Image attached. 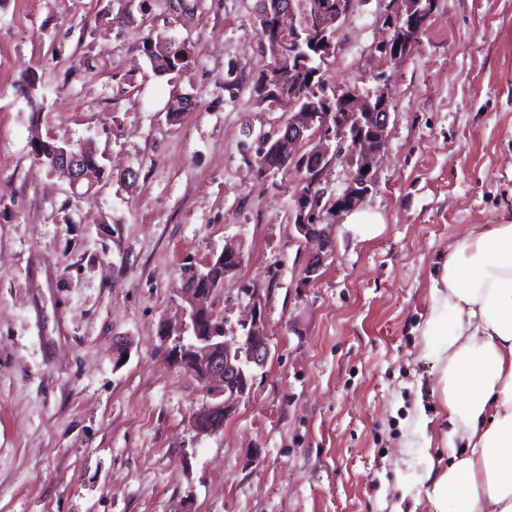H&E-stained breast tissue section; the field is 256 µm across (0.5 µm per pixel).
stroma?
<instances>
[{"label": "stroma", "instance_id": "stroma-1", "mask_svg": "<svg viewBox=\"0 0 512 512\" xmlns=\"http://www.w3.org/2000/svg\"><path fill=\"white\" fill-rule=\"evenodd\" d=\"M137 2L119 25L117 0H0V512H430L422 333L449 244L512 218V0H433L396 59L376 50L390 0H352L323 79L391 94L361 204L383 226L362 240L321 212L310 281L301 176L258 172L286 111L251 92L270 62L257 0ZM157 35L194 49L179 79L147 63ZM37 137L92 142L104 177L73 195ZM229 243L244 260L216 295L224 334L258 307L272 354L201 435L209 397L169 351L183 280ZM323 196L315 197L313 192H298L294 199V227L299 234V240L316 245L318 252L312 257L307 266L308 277L311 278L320 268L322 256L329 248V238L323 224H311L309 220L316 216V212L322 206ZM313 216V217H312ZM312 217V218H311ZM311 218V219H310Z\"/></svg>", "mask_w": 512, "mask_h": 512}]
</instances>
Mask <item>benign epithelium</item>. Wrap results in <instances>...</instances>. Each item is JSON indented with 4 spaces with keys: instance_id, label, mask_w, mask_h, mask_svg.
Returning a JSON list of instances; mask_svg holds the SVG:
<instances>
[{
    "instance_id": "obj_1",
    "label": "benign epithelium",
    "mask_w": 512,
    "mask_h": 512,
    "mask_svg": "<svg viewBox=\"0 0 512 512\" xmlns=\"http://www.w3.org/2000/svg\"><path fill=\"white\" fill-rule=\"evenodd\" d=\"M392 14L390 24L396 27V34L377 48L391 58L406 54L411 41L402 22H413L428 12L424 0H390ZM350 0H336V9L314 7L318 14L317 35L310 45L322 61L326 62L336 55L337 45L329 29L338 27L350 12ZM280 27L284 40L273 49L262 44L268 53L272 65L267 75L279 77L283 69L289 66L294 51L302 47L306 32L297 23L294 0H288V6L279 8ZM336 105V121L332 122L321 112L328 111V105ZM391 97L381 89L373 95L362 96L350 89L335 91L333 96L323 97L321 103L312 104L302 112H292L288 120L272 137L275 147L288 165L296 164L301 155L302 144L312 139L320 142L314 152L324 157L327 154L325 143L332 140L347 146L350 161V173L345 188L329 200L327 209L336 214L347 213L356 208L375 186L374 167L383 152L386 142V130L389 119ZM53 166L61 169L69 181L74 193L94 187V179L82 165L81 149L69 141L57 152ZM323 197L311 192H298L294 199V227L299 240L317 246L316 253L307 266L308 276H313L320 268L321 253L329 248L326 229L321 224L309 223L310 218L322 206ZM224 264V275L235 272L243 262L241 248L227 246L220 254ZM222 285L221 277L215 278V289L204 292L195 288H181L179 294L187 303L185 313L187 322L182 328L181 341L171 350L173 363L196 378L215 401L209 403L195 418L193 426L198 434L207 435L219 431L214 419L227 417L233 406L241 401L251 390L256 371L267 364L271 356L269 337L261 319H252L246 328L242 340L230 343L224 340V330L219 333L205 332L201 323L205 319H215L216 289Z\"/></svg>"
}]
</instances>
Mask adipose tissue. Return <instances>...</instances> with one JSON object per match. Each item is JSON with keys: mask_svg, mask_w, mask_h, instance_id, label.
Segmentation results:
<instances>
[{"mask_svg": "<svg viewBox=\"0 0 512 512\" xmlns=\"http://www.w3.org/2000/svg\"><path fill=\"white\" fill-rule=\"evenodd\" d=\"M432 282L421 356L441 418L417 409L413 431L451 462L425 475L431 512H512V220L475 225Z\"/></svg>", "mask_w": 512, "mask_h": 512, "instance_id": "ef3b65f1", "label": "adipose tissue"}]
</instances>
